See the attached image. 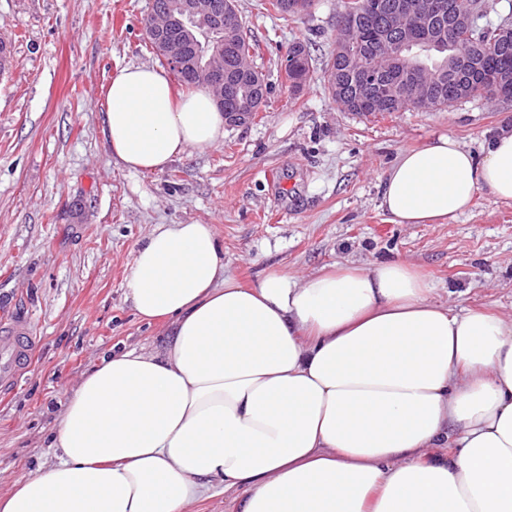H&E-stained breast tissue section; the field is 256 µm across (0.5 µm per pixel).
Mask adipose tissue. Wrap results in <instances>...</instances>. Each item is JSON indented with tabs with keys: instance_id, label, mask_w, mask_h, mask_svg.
<instances>
[{
	"instance_id": "adipose-tissue-1",
	"label": "adipose tissue",
	"mask_w": 512,
	"mask_h": 512,
	"mask_svg": "<svg viewBox=\"0 0 512 512\" xmlns=\"http://www.w3.org/2000/svg\"><path fill=\"white\" fill-rule=\"evenodd\" d=\"M206 86L163 68L113 74L103 133L140 173L224 141ZM512 203V127L482 155L442 134L406 150L379 207L444 224L481 190ZM125 298L168 323L162 351L103 356L67 396L55 461L0 494V512H187L248 489L240 512H512V317L433 299L414 266L337 264L245 287L209 224H158Z\"/></svg>"
}]
</instances>
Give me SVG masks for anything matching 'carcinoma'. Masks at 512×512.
<instances>
[{
    "label": "carcinoma",
    "instance_id": "1",
    "mask_svg": "<svg viewBox=\"0 0 512 512\" xmlns=\"http://www.w3.org/2000/svg\"><path fill=\"white\" fill-rule=\"evenodd\" d=\"M400 0H344L336 16V27L347 23L353 30L351 48L365 55L377 48L381 35L387 33L389 15L397 11ZM482 15L459 22L448 11L427 15L421 24L437 47L421 56L407 52L397 62L379 53L378 72L383 90L379 93L363 86L359 72L349 68L345 56H332L335 72L326 73L328 89L335 97L348 99L349 111L364 116L402 112L411 107L433 109L450 107L475 97L494 98L483 77L512 82V37L500 38L498 25L479 24ZM252 44L244 27L224 42V68L229 69L250 56ZM288 88L298 93L303 86L295 83L300 75L310 76L307 45L295 41L285 56ZM258 93L252 84L243 83L235 96L224 98V114L236 111L237 98Z\"/></svg>",
    "mask_w": 512,
    "mask_h": 512
}]
</instances>
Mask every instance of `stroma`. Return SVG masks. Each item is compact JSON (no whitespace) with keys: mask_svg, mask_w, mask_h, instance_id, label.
<instances>
[{"mask_svg":"<svg viewBox=\"0 0 512 512\" xmlns=\"http://www.w3.org/2000/svg\"><path fill=\"white\" fill-rule=\"evenodd\" d=\"M151 0H0L13 64L0 74V315L25 312L41 344L0 397V492L54 460L49 446L68 392L117 349L162 348L166 326L124 299L137 247L157 224H211L224 268L244 284L279 270L304 279L328 265L398 259L428 277L436 300L512 315V204L480 191L446 224H392L382 181L407 149L454 135L481 153L512 125V99L362 116L324 82L342 0L308 15L237 0L251 60L270 91L255 116L225 125L222 144L134 173L102 134L105 89L130 64L163 66L146 38ZM309 49L297 94L283 67ZM285 56V73L288 79V88L293 93H299L310 80L309 51L307 45L301 41H295L289 45ZM304 74L306 80L303 86L295 83V78Z\"/></svg>","mask_w":512,"mask_h":512,"instance_id":"obj_1","label":"stroma"}]
</instances>
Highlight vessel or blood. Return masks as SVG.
I'll return each instance as SVG.
<instances>
[{"instance_id":"vessel-or-blood-1","label":"vessel or blood","mask_w":512,"mask_h":512,"mask_svg":"<svg viewBox=\"0 0 512 512\" xmlns=\"http://www.w3.org/2000/svg\"><path fill=\"white\" fill-rule=\"evenodd\" d=\"M39 343L40 338L25 315L15 313L0 317V394L17 385Z\"/></svg>"}]
</instances>
